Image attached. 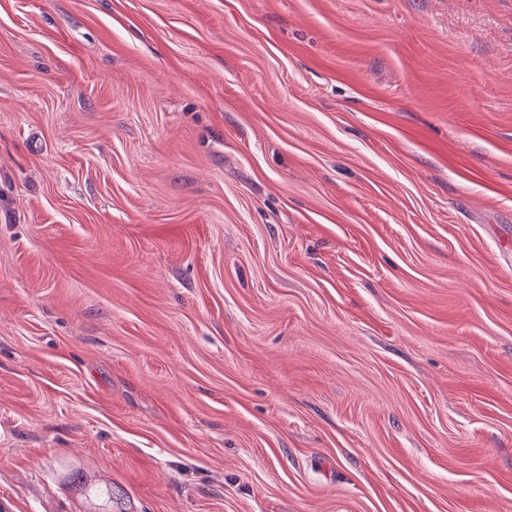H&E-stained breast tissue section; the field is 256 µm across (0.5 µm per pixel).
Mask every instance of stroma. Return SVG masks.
<instances>
[{
  "label": "stroma",
  "instance_id": "stroma-1",
  "mask_svg": "<svg viewBox=\"0 0 512 512\" xmlns=\"http://www.w3.org/2000/svg\"><path fill=\"white\" fill-rule=\"evenodd\" d=\"M512 512V0H0V512Z\"/></svg>",
  "mask_w": 512,
  "mask_h": 512
}]
</instances>
